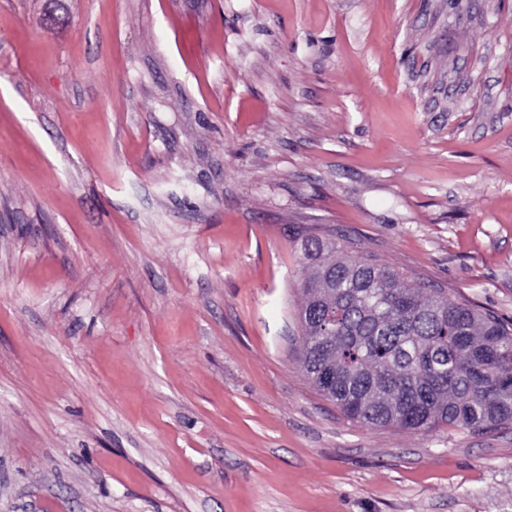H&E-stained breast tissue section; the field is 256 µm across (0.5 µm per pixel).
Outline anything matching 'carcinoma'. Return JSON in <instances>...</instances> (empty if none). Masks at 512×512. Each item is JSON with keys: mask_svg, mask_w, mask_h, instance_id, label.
<instances>
[{"mask_svg": "<svg viewBox=\"0 0 512 512\" xmlns=\"http://www.w3.org/2000/svg\"><path fill=\"white\" fill-rule=\"evenodd\" d=\"M296 234L311 267L301 283L302 368L346 417L404 430L512 423L511 325L350 258L342 239Z\"/></svg>", "mask_w": 512, "mask_h": 512, "instance_id": "carcinoma-1", "label": "carcinoma"}]
</instances>
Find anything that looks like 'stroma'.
Returning <instances> with one entry per match:
<instances>
[{
	"mask_svg": "<svg viewBox=\"0 0 512 512\" xmlns=\"http://www.w3.org/2000/svg\"><path fill=\"white\" fill-rule=\"evenodd\" d=\"M0 0V512H512V425L372 429L297 226L512 323V0Z\"/></svg>",
	"mask_w": 512,
	"mask_h": 512,
	"instance_id": "35a3bbf8",
	"label": "stroma"
}]
</instances>
